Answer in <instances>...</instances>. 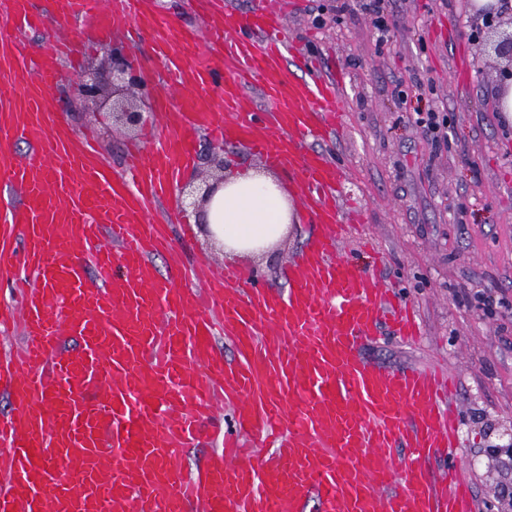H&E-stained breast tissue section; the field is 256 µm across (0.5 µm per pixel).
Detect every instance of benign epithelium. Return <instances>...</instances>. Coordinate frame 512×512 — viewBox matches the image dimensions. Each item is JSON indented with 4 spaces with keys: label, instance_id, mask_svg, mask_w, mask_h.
<instances>
[{
    "label": "benign epithelium",
    "instance_id": "1",
    "mask_svg": "<svg viewBox=\"0 0 512 512\" xmlns=\"http://www.w3.org/2000/svg\"><path fill=\"white\" fill-rule=\"evenodd\" d=\"M480 51L492 52L496 57L509 63L502 71V78L512 76V33L502 31L495 39L481 45ZM80 99L86 103L102 107L111 105L112 119L116 123L135 129L147 123L152 112L143 107V101L149 98L147 84L128 59L120 52H112L110 58L97 68L91 76L77 84ZM224 177L204 187H185L182 191L184 206L196 209L206 203L214 193L218 183Z\"/></svg>",
    "mask_w": 512,
    "mask_h": 512
}]
</instances>
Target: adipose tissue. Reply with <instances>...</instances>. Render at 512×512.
I'll return each instance as SVG.
<instances>
[{
    "label": "adipose tissue",
    "mask_w": 512,
    "mask_h": 512,
    "mask_svg": "<svg viewBox=\"0 0 512 512\" xmlns=\"http://www.w3.org/2000/svg\"><path fill=\"white\" fill-rule=\"evenodd\" d=\"M205 217L229 261L256 260L298 220L285 185L254 170L229 175L207 204Z\"/></svg>",
    "instance_id": "adipose-tissue-1"
}]
</instances>
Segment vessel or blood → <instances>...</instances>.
<instances>
[{
	"mask_svg": "<svg viewBox=\"0 0 512 512\" xmlns=\"http://www.w3.org/2000/svg\"><path fill=\"white\" fill-rule=\"evenodd\" d=\"M203 33L163 19L154 0H54L73 22L151 35L163 73L189 88L110 171L89 138L50 126L58 63L78 39L25 46L44 22L27 0H0V272L14 305L0 328L21 342L0 355V512H472L456 460L452 377L388 370L360 356L390 326L422 334L416 310L377 288L340 252L360 222L343 210L346 171L324 151L343 132L340 81L317 60H289L288 0H195ZM224 120H217L216 106ZM245 144L300 175L315 231L288 269V291L253 271L213 272L184 287L187 267L152 265L172 250L166 202L193 136ZM30 148L15 155L10 144ZM235 351H214L216 335ZM233 420L204 466L183 470L208 436L214 404ZM445 452L438 472L426 463Z\"/></svg>",
	"mask_w": 512,
	"mask_h": 512,
	"instance_id": "vessel-or-blood-1",
	"label": "vessel or blood"
}]
</instances>
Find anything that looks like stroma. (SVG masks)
<instances>
[{
	"instance_id": "stroma-1",
	"label": "stroma",
	"mask_w": 512,
	"mask_h": 512,
	"mask_svg": "<svg viewBox=\"0 0 512 512\" xmlns=\"http://www.w3.org/2000/svg\"><path fill=\"white\" fill-rule=\"evenodd\" d=\"M321 25L306 12L308 0H294L285 35L341 73L344 137L327 143L348 171L349 204L366 210L364 230L380 251L379 261L347 242L345 253L383 288L396 289L416 308L424 325L419 343L407 346L381 334L363 354L389 368L419 366L455 375L453 401L461 413L458 453L472 485L473 512H497L495 491L505 470L488 455L512 429V320L470 303L484 292L512 303V120L498 112L500 70L495 58L476 52L484 29L471 0H388V40L378 43L371 17L359 6L337 13L336 0H320ZM45 17L27 36L29 53L49 37L75 35L85 42L79 70L60 64L51 93L54 125L91 133L112 169L125 149L146 140L147 130H128L111 115L74 99L80 76L100 66L110 50L123 49L153 90L151 107L180 103L182 95L162 82L149 39L129 46L122 34L102 35L94 21L75 24L60 16L52 0H31ZM407 93L400 101L399 93ZM433 108L448 115V147L434 152L422 129L409 123L407 109ZM228 171L264 167L241 144H222L198 133L188 176L212 179L213 160ZM314 230L307 220L254 268L273 292L288 288V267ZM172 235L190 259L220 267L224 253L202 229Z\"/></svg>"
}]
</instances>
